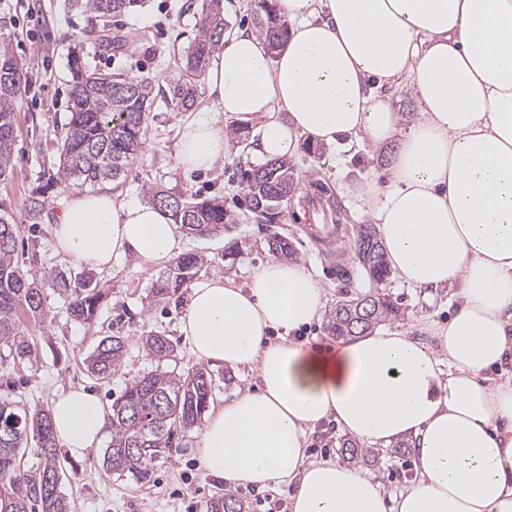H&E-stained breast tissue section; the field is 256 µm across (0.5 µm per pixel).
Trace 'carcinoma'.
<instances>
[{
	"mask_svg": "<svg viewBox=\"0 0 512 512\" xmlns=\"http://www.w3.org/2000/svg\"><path fill=\"white\" fill-rule=\"evenodd\" d=\"M137 0H89L102 24L127 12ZM256 28L273 49L287 34V23L276 13L273 0H259ZM223 0H207L198 21L197 35L180 62L179 76L162 91L166 102L187 111L196 100V84L212 53L224 38ZM71 115L65 124L57 167L48 180L63 187L96 185L127 175L143 149L147 114L154 103L152 83L146 79L112 76L92 70L72 58ZM28 82L25 64L13 53L10 36L0 32V180L13 171L16 141V105ZM247 197L255 218L274 224L278 208L295 189L294 167L286 159L268 160L246 176ZM151 204L170 213L174 223L192 236L221 234L232 218L224 210V198L215 196L188 202L166 190L146 188ZM32 226L39 225L46 199L33 193L27 200ZM22 229L0 218V343L10 346L19 360L31 356V343L21 330L18 314L24 310L44 313V285L52 283L69 299V314L94 323L102 298L90 276L66 278L53 271L25 266L17 254ZM355 257L371 282L379 285L390 277L382 244L373 227L361 224L353 240ZM198 255L186 253L173 265L172 274L156 282L153 297L164 300L175 295L201 268ZM400 315L398 303L375 289L356 300L339 301L330 312L328 329L338 338L372 332L382 322ZM148 356L161 361L172 356L173 345L164 336L141 338ZM128 339L103 337L87 360L89 373L107 378L119 371ZM212 396V377L206 368H191L181 374L166 371L148 373L131 380L106 416L111 441L104 454L106 469L142 482L149 477L155 461L169 453L178 428L190 429L201 421ZM37 437L39 462L33 470L21 467L19 448L28 435ZM63 474L57 452L51 414L33 412L0 400V512H69L61 492L44 484L48 475ZM210 512H243L242 503L221 496L210 503Z\"/></svg>",
	"mask_w": 512,
	"mask_h": 512,
	"instance_id": "obj_1",
	"label": "carcinoma"
}]
</instances>
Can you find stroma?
<instances>
[{"mask_svg": "<svg viewBox=\"0 0 512 512\" xmlns=\"http://www.w3.org/2000/svg\"><path fill=\"white\" fill-rule=\"evenodd\" d=\"M204 5L205 0H139L132 12L113 17V45L106 50L99 44L102 23L91 8L72 7L71 0H0V22H5L12 49L29 77L17 103L13 171L8 180L0 182V217L22 225L19 252L24 257H36L39 266L48 269L80 270L78 264L55 252L50 231L71 189L51 191L37 230H30L27 210L28 197L40 185L44 170L58 160V133L70 115L72 55L80 54L99 72L146 78L153 87H166L177 76V61L197 34ZM210 101V89L203 80L191 109L179 112L157 104L148 115L144 148L131 172L121 183L107 184V191L140 202L146 201L145 189L150 185L186 199L223 196L224 207L235 220L229 233L179 237L180 253L191 252L205 260L195 282L222 276L244 285L272 259L268 239L279 233L288 237L295 260L304 263L320 284L326 309H333L344 297L369 292L372 283L352 249L356 226L368 223L369 218L357 209L354 192L365 180L383 179L385 154L367 155L358 143L346 139L301 149L293 160L294 192L281 204L278 222L263 224L249 212L246 199L245 176L262 163L253 151L256 124L225 121V132L235 135L233 145L209 170L186 171L177 162L180 126L203 112ZM166 272L163 266L142 270L130 260L95 272L94 279L105 288L106 296L90 325L71 317L65 296L46 287L43 316L20 315V327L33 346L32 356L14 359L0 343V398L22 407L47 408L55 394L83 389L98 396L108 409L126 383L141 374L157 369L181 372L197 366V358L179 331L189 288L167 301L153 297L156 281ZM381 289L401 308L398 319L387 321L390 329H406L427 318L442 321L453 311L450 294L443 290L427 293L395 277ZM149 331L172 342L173 357L158 362L146 355L137 338ZM109 335L126 337L128 346L120 370L101 378L88 372L86 359L100 339ZM209 371L214 409L236 392L259 384L253 370L213 365ZM198 434L195 427L175 431L170 459L158 461L145 483L107 471L103 448L91 450L81 460L60 452L64 470L60 491L71 512H208L211 500L226 494L241 501L244 512H290L292 486L232 489L204 469L195 452ZM349 440L335 422H326L309 434L308 452L314 458L354 463L375 476L389 495L399 493L413 479L412 452L398 454L390 446L376 447L371 461L355 462L345 449Z\"/></svg>", "mask_w": 512, "mask_h": 512, "instance_id": "35a3bbf8", "label": "stroma"}]
</instances>
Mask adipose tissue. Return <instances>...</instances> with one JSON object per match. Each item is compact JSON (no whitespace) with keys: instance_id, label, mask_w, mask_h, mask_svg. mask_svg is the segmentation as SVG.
<instances>
[{"instance_id":"obj_1","label":"adipose tissue","mask_w":512,"mask_h":512,"mask_svg":"<svg viewBox=\"0 0 512 512\" xmlns=\"http://www.w3.org/2000/svg\"><path fill=\"white\" fill-rule=\"evenodd\" d=\"M288 35L276 55L249 29L224 39L208 68L212 101L184 124L177 160L206 170L230 144L217 115L258 125L256 153L297 156L301 141L348 137L387 151L384 180L365 182L386 260L406 284L451 291L447 322L379 330L319 350L299 340L324 294L299 261L271 260L238 286L193 288L180 330L202 361L255 369V390L207 418L202 465L229 487L293 484L290 512H512V0H275ZM406 90L418 110L391 103ZM57 252L103 270L178 250L168 213L107 192L66 200ZM57 439L81 458L106 413L71 390L51 406ZM360 442L413 448L398 499L374 476L312 460L326 420Z\"/></svg>"}]
</instances>
